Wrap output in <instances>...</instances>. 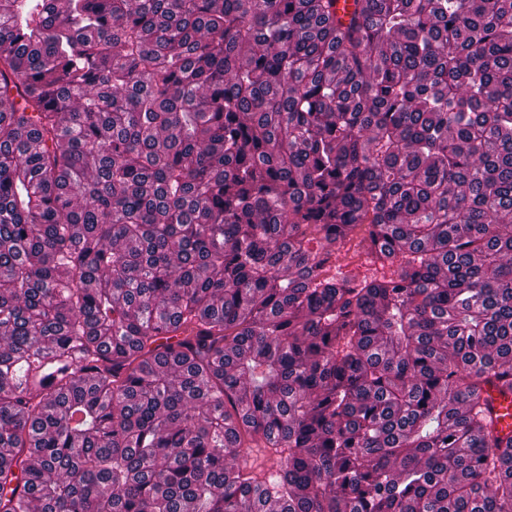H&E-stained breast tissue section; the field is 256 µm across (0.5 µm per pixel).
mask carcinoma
Returning <instances> with one entry per match:
<instances>
[{"instance_id":"cac0c4a2","label":"carcinoma","mask_w":512,"mask_h":512,"mask_svg":"<svg viewBox=\"0 0 512 512\" xmlns=\"http://www.w3.org/2000/svg\"><path fill=\"white\" fill-rule=\"evenodd\" d=\"M5 2L0 512H512V0ZM347 249L336 262L338 276L361 281L390 275L389 268L381 269L378 265L370 263V259L368 260L366 254L359 247H355L354 243L349 244Z\"/></svg>"}]
</instances>
